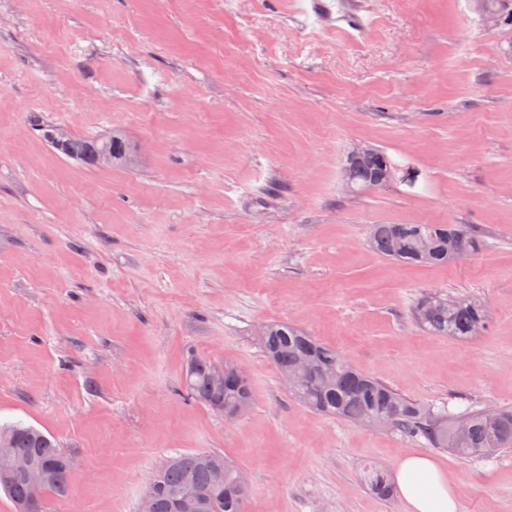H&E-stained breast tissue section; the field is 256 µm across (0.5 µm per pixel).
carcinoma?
I'll list each match as a JSON object with an SVG mask.
<instances>
[{"label": "carcinoma", "mask_w": 512, "mask_h": 512, "mask_svg": "<svg viewBox=\"0 0 512 512\" xmlns=\"http://www.w3.org/2000/svg\"><path fill=\"white\" fill-rule=\"evenodd\" d=\"M485 10L498 22L512 20V0H483ZM42 140L68 159L95 169L133 171L143 161L140 148L124 128L115 125L101 137H77L59 125H45ZM345 159L343 186L348 192L381 189L404 174L382 150L369 144ZM370 248L398 264L440 265L463 259L481 248L478 236L466 224H371L366 232ZM414 320L428 331L467 339L486 329L488 310L461 298L427 296L416 306ZM264 352L286 384L288 392L306 408L330 418L345 420L378 431H391L430 448L447 450L469 459L486 457L512 448V410L463 413L466 425L459 430L443 410L412 401L377 378L359 371L342 354L315 337L287 323L271 322L259 329ZM214 362L194 356L183 377L186 396L218 413L251 408L250 380L224 365V387L212 377ZM29 461L46 468L36 490L16 472L17 462ZM71 458L54 438L23 422L0 426V490L16 512H44L45 498H64L69 492ZM364 481L380 497L392 487L375 466L364 471ZM193 484L197 497L182 499V490ZM250 487L243 472L223 455L209 452L178 453L154 473L146 493L152 512H245Z\"/></svg>", "instance_id": "carcinoma-1"}]
</instances>
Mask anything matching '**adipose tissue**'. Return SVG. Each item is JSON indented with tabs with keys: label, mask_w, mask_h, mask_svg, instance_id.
Masks as SVG:
<instances>
[{
	"label": "adipose tissue",
	"mask_w": 512,
	"mask_h": 512,
	"mask_svg": "<svg viewBox=\"0 0 512 512\" xmlns=\"http://www.w3.org/2000/svg\"><path fill=\"white\" fill-rule=\"evenodd\" d=\"M394 481L408 512H457L456 489L434 458L419 453L404 456Z\"/></svg>",
	"instance_id": "adipose-tissue-1"
}]
</instances>
